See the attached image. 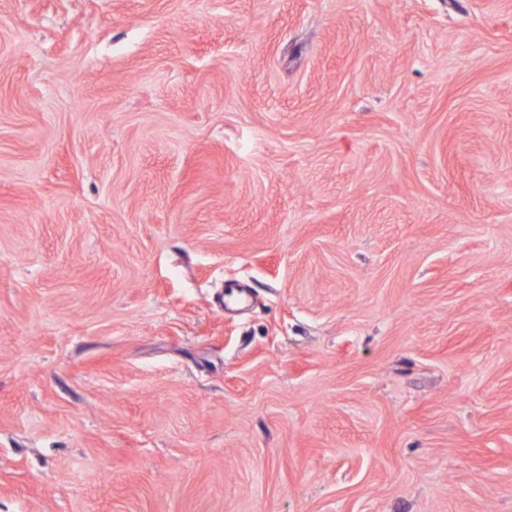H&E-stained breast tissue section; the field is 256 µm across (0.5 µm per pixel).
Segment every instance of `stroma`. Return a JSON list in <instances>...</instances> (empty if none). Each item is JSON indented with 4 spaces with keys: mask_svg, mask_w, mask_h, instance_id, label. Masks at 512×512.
<instances>
[{
    "mask_svg": "<svg viewBox=\"0 0 512 512\" xmlns=\"http://www.w3.org/2000/svg\"><path fill=\"white\" fill-rule=\"evenodd\" d=\"M0 512H512V0H0Z\"/></svg>",
    "mask_w": 512,
    "mask_h": 512,
    "instance_id": "35a3bbf8",
    "label": "stroma"
}]
</instances>
